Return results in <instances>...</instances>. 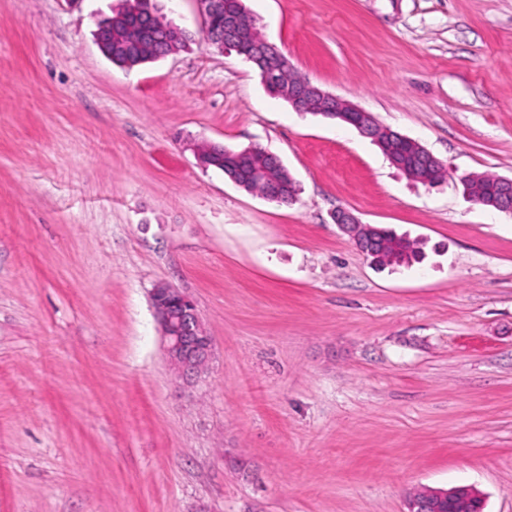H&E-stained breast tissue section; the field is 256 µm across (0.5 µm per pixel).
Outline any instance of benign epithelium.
<instances>
[{
    "mask_svg": "<svg viewBox=\"0 0 512 512\" xmlns=\"http://www.w3.org/2000/svg\"><path fill=\"white\" fill-rule=\"evenodd\" d=\"M209 42L219 50L235 51L247 62L255 63L261 71L264 84L275 82V77L287 65L280 50L264 38L252 39L255 20L247 12H224V0H196ZM148 31L129 27L131 43L145 48L144 42L154 41L162 47L166 57L188 41V33L167 23L157 26L153 18L141 16ZM291 106L297 112L318 103L317 111L325 118L340 119L359 133L392 150L396 143H408L417 156V163L396 166L411 180L423 185L430 179L442 161L417 141L379 124L371 113L329 93L313 83H306L287 93ZM197 157L204 166L219 165L224 157V145L205 141L196 147ZM502 195L491 199L496 209L512 214V177H497ZM333 221L362 252H368L375 241L376 227L362 224L349 211L338 209ZM152 305L160 323L168 362L177 379L186 386L198 382L206 372L211 357L212 340L204 328L194 301L185 293L158 283L151 292ZM409 512H482L480 495L470 487H455L446 491L425 490L412 496Z\"/></svg>",
    "mask_w": 512,
    "mask_h": 512,
    "instance_id": "obj_1",
    "label": "benign epithelium"
}]
</instances>
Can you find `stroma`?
<instances>
[{
	"instance_id": "obj_1",
	"label": "stroma",
	"mask_w": 512,
	"mask_h": 512,
	"mask_svg": "<svg viewBox=\"0 0 512 512\" xmlns=\"http://www.w3.org/2000/svg\"><path fill=\"white\" fill-rule=\"evenodd\" d=\"M121 0H0V512H407L473 486L512 512V0H243L301 75L427 148L428 187L352 126L294 111L189 39L98 50ZM258 144L280 205L195 147ZM419 241L379 265L336 209ZM196 303L207 373L175 379L151 290ZM496 177V175L482 174L469 175L467 179H469L470 187L475 195L486 197L496 194L493 186ZM497 180L501 186L502 195L493 197L490 203H485L493 205L499 211L512 214V177L499 176Z\"/></svg>"
}]
</instances>
